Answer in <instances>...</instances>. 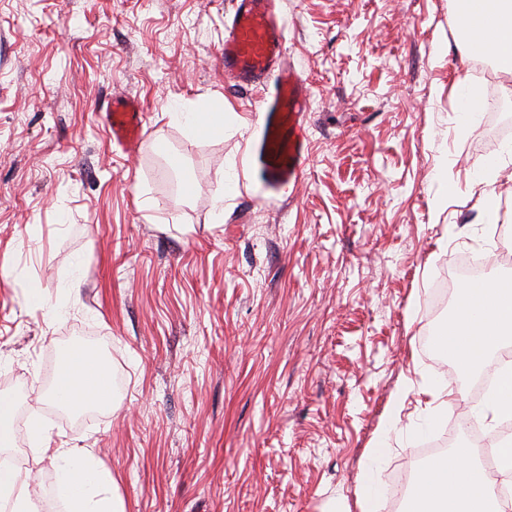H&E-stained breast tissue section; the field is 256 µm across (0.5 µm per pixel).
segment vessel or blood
<instances>
[{
  "label": "vessel or blood",
  "instance_id": "b4317fda",
  "mask_svg": "<svg viewBox=\"0 0 512 512\" xmlns=\"http://www.w3.org/2000/svg\"><path fill=\"white\" fill-rule=\"evenodd\" d=\"M225 27L224 82L263 87L255 158L272 189L288 188L298 182L308 157V95L304 80L288 61L276 0H232ZM103 123L113 144L129 153L137 151L145 129L138 100L114 97Z\"/></svg>",
  "mask_w": 512,
  "mask_h": 512
}]
</instances>
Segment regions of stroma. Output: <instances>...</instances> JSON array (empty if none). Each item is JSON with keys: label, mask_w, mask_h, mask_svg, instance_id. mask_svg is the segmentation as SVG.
<instances>
[{"label": "stroma", "mask_w": 512, "mask_h": 512, "mask_svg": "<svg viewBox=\"0 0 512 512\" xmlns=\"http://www.w3.org/2000/svg\"><path fill=\"white\" fill-rule=\"evenodd\" d=\"M454 2L281 0L310 139L282 194L251 155L259 90L224 85L228 0H0V399L18 419L0 470L40 512L64 506L35 415L50 447L92 450L122 512H360L403 378L469 402L426 336L442 273L486 247L466 186L512 143V76H475ZM459 80L481 98L466 125ZM116 95L147 113L133 156L100 117ZM218 98L221 135L165 116ZM158 140L179 160L166 178ZM497 194L487 268L512 279V181ZM61 344L105 355L113 406L50 400ZM425 408L409 393L382 485L413 470Z\"/></svg>", "instance_id": "1"}]
</instances>
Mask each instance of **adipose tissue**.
Masks as SVG:
<instances>
[{
	"mask_svg": "<svg viewBox=\"0 0 512 512\" xmlns=\"http://www.w3.org/2000/svg\"><path fill=\"white\" fill-rule=\"evenodd\" d=\"M455 25L461 38L462 56L481 51L499 59L512 49V0H472V6L457 11ZM170 122L195 134H220L224 131V110L207 106L197 111L179 102L169 104ZM442 345L449 348L463 368L477 366L486 354L512 343V281L496 276L465 284L454 313L440 332ZM54 400L81 409L107 404L112 391L105 385L102 366L90 354L69 355L61 384ZM496 428L512 417V367L499 371L494 388L477 410ZM384 448L376 446L365 455L356 490L362 512H375L384 495L376 471ZM57 487L67 512H120L114 493L115 480L102 470L87 449H54ZM407 512H504L503 500L492 493L491 485L471 449L461 447L450 454L429 460L415 475Z\"/></svg>",
	"mask_w": 512,
	"mask_h": 512,
	"instance_id": "1",
	"label": "adipose tissue"
}]
</instances>
